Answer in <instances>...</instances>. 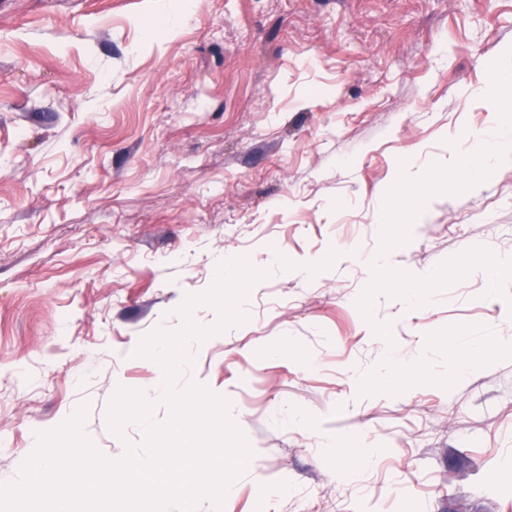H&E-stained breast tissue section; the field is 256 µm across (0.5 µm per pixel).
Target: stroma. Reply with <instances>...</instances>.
Returning a JSON list of instances; mask_svg holds the SVG:
<instances>
[{
    "mask_svg": "<svg viewBox=\"0 0 512 512\" xmlns=\"http://www.w3.org/2000/svg\"><path fill=\"white\" fill-rule=\"evenodd\" d=\"M512 59V0H8L0 7V486L86 406L103 455L118 388L155 394L141 339L175 331L222 258L264 278L248 319L180 369L229 400L252 455L195 512H512V284L484 269L420 307L357 306L408 152L451 164L506 124L479 96ZM512 256V156L438 194L392 266ZM310 265L311 275L301 273ZM474 364L449 381L448 339ZM424 362L406 390L385 370ZM373 449L356 475L325 438Z\"/></svg>",
    "mask_w": 512,
    "mask_h": 512,
    "instance_id": "1",
    "label": "stroma"
}]
</instances>
